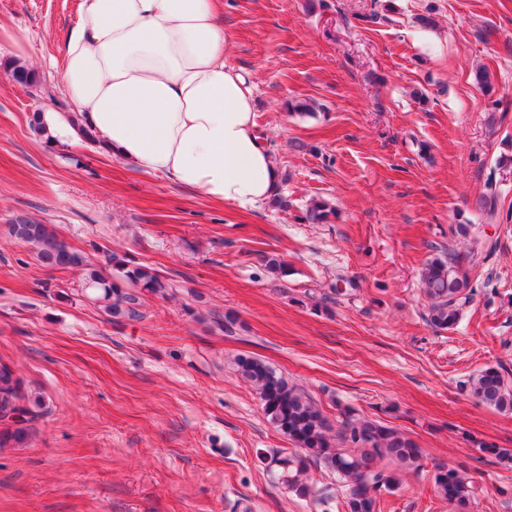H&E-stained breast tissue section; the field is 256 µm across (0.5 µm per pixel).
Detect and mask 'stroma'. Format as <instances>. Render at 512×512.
Here are the masks:
<instances>
[{"instance_id": "35a3bbf8", "label": "stroma", "mask_w": 512, "mask_h": 512, "mask_svg": "<svg viewBox=\"0 0 512 512\" xmlns=\"http://www.w3.org/2000/svg\"><path fill=\"white\" fill-rule=\"evenodd\" d=\"M79 5L0 0V63L21 34L41 80L0 72V362L41 404L24 445L0 450V512H345L323 467L307 466L308 497L268 468L295 449L237 375L244 354L332 426L348 408L417 444L423 467L385 512H452L433 473L461 463L471 512H512V468L482 454L512 448V414L461 389L486 367L512 384V0H224L226 60L254 83L283 168L275 200L247 211L33 132L34 111L72 109L60 86ZM419 14L434 21L423 33ZM291 99L316 107L292 115ZM489 188L495 219L473 206ZM316 198L330 223L301 221ZM18 215L102 272L114 255L151 267L166 292H139L138 317L112 321L83 272L8 237ZM476 239L497 248L457 326L435 330L420 267Z\"/></svg>"}]
</instances>
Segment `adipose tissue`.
Listing matches in <instances>:
<instances>
[{
	"mask_svg": "<svg viewBox=\"0 0 512 512\" xmlns=\"http://www.w3.org/2000/svg\"><path fill=\"white\" fill-rule=\"evenodd\" d=\"M221 0H81L65 47L71 112L51 133L98 146L207 201L256 209L283 172L259 132L255 88L224 58Z\"/></svg>",
	"mask_w": 512,
	"mask_h": 512,
	"instance_id": "adipose-tissue-1",
	"label": "adipose tissue"
}]
</instances>
